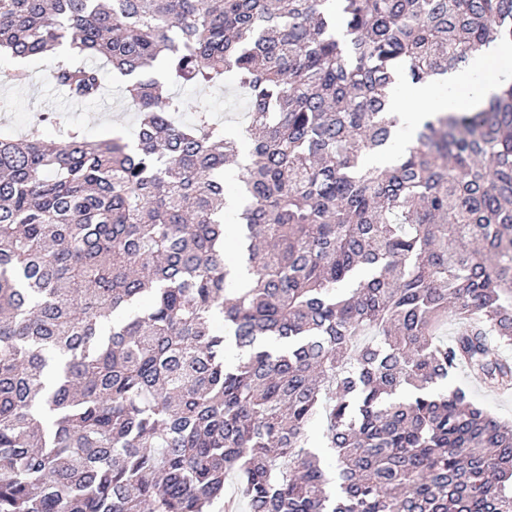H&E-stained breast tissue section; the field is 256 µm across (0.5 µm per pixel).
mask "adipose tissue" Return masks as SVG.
I'll return each instance as SVG.
<instances>
[{"mask_svg": "<svg viewBox=\"0 0 512 512\" xmlns=\"http://www.w3.org/2000/svg\"><path fill=\"white\" fill-rule=\"evenodd\" d=\"M507 81H512V41H497L471 52L463 70L417 84L414 95L434 112L477 110Z\"/></svg>", "mask_w": 512, "mask_h": 512, "instance_id": "obj_1", "label": "adipose tissue"}]
</instances>
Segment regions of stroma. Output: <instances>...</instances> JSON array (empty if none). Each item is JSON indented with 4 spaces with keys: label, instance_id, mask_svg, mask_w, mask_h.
<instances>
[{
    "label": "stroma",
    "instance_id": "35a3bbf8",
    "mask_svg": "<svg viewBox=\"0 0 512 512\" xmlns=\"http://www.w3.org/2000/svg\"><path fill=\"white\" fill-rule=\"evenodd\" d=\"M17 65V60L10 55L0 56V101L5 104L0 110V139L21 138L29 122L44 113L51 118L43 128L48 139L58 138L61 130L69 127L80 128L91 141L111 137L116 128L126 136H134L137 114L130 108L123 93V84L111 66L102 68L106 85L103 98L94 103L80 104L70 101L50 80L52 57L26 60L31 80L23 86L10 79ZM453 383L488 412L501 420L512 421V392L497 393L484 389L461 369L454 371Z\"/></svg>",
    "mask_w": 512,
    "mask_h": 512
}]
</instances>
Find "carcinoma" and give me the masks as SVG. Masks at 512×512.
<instances>
[{
	"label": "carcinoma",
	"mask_w": 512,
	"mask_h": 512,
	"mask_svg": "<svg viewBox=\"0 0 512 512\" xmlns=\"http://www.w3.org/2000/svg\"><path fill=\"white\" fill-rule=\"evenodd\" d=\"M498 39L512 0H0V52L138 114L0 140V512H512V424L436 390L512 388V83L361 164ZM228 74L246 152L174 91Z\"/></svg>",
	"instance_id": "obj_1"
}]
</instances>
